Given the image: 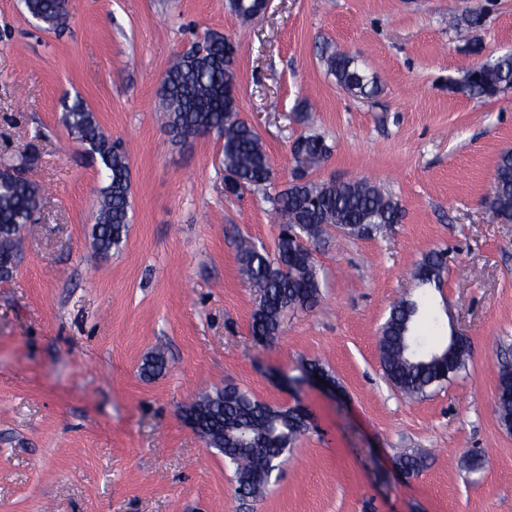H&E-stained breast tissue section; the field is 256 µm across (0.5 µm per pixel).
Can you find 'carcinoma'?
Here are the masks:
<instances>
[{
	"mask_svg": "<svg viewBox=\"0 0 512 512\" xmlns=\"http://www.w3.org/2000/svg\"><path fill=\"white\" fill-rule=\"evenodd\" d=\"M28 13L47 30L65 25L68 12L61 0H24ZM237 17L251 21L264 4L260 0H229ZM481 23L478 14L463 20L457 33L464 41ZM322 59L336 84L361 98L378 94V81L345 52L324 47ZM235 84V52L232 41L221 35H206L173 61L161 84L162 120L171 141L215 132L224 139L225 190L239 194L259 189L270 180V158L259 133L239 117L231 85ZM450 88L466 96L493 98L512 88V53L499 55L469 69ZM64 122L86 150L99 158L106 184L100 189L99 208L92 227L96 252L107 256L127 238L131 197V174L126 152L118 140H110L86 102L77 97L65 104ZM292 151L307 161L292 184L269 197L272 215L280 226L275 256L251 241L240 245V270L246 282L258 289L252 319L254 339L265 344L281 331L288 312L316 303L320 282L315 258L299 249L295 235L319 241L334 227L346 237H369L388 224L401 221L397 202L365 180L317 183L308 170L321 165L329 153L317 135L299 137ZM39 188L20 174V166L0 170V260L18 257L21 227L31 221L38 204ZM488 209L504 224L512 223V149L500 153L491 188L485 198ZM447 259L442 251L424 256L415 270L422 285L440 287ZM420 304L405 300L393 306L380 330V364L387 380L402 394L426 395L428 390L455 376L465 367L461 355L434 361L424 338L414 331ZM168 366L162 351L147 357L141 367L146 376L162 374ZM498 412L503 423H512V363L498 370ZM184 417L204 433L205 443L224 454L234 465L236 492L257 498L265 492L273 472L280 468L295 441L308 430L306 413L298 408H279L259 401L249 391L226 385L203 393L184 408Z\"/></svg>",
	"mask_w": 512,
	"mask_h": 512,
	"instance_id": "obj_1",
	"label": "carcinoma"
}]
</instances>
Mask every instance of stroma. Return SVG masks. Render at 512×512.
Wrapping results in <instances>:
<instances>
[{
  "label": "stroma",
  "mask_w": 512,
  "mask_h": 512,
  "mask_svg": "<svg viewBox=\"0 0 512 512\" xmlns=\"http://www.w3.org/2000/svg\"><path fill=\"white\" fill-rule=\"evenodd\" d=\"M473 13L478 53L448 25ZM208 32L237 48L239 114L261 136L272 191L293 177L294 141L317 134L329 154L310 180L367 179L402 209L372 237L312 244L321 297L266 345L251 335L257 292L238 240L273 248L271 205L225 192L217 134L175 145L158 119L171 60ZM327 44L380 93L342 91ZM509 52L512 0H271L249 22L228 0H71L58 30L0 0V164L27 156L41 189L0 279V512H512V431L496 404L498 362L512 360V223L484 204L512 149V89L477 100L450 87ZM77 97L130 165L129 233L106 258L91 236L104 172L62 120ZM440 250L443 285L424 288L415 269ZM422 296L425 335L461 331L471 353L411 399L384 377L378 336L393 303ZM159 348L167 369L143 377ZM313 362L335 390L303 380ZM227 384L310 415L254 500L183 415ZM412 451L426 466L408 478L398 456Z\"/></svg>",
  "instance_id": "stroma-1"
}]
</instances>
